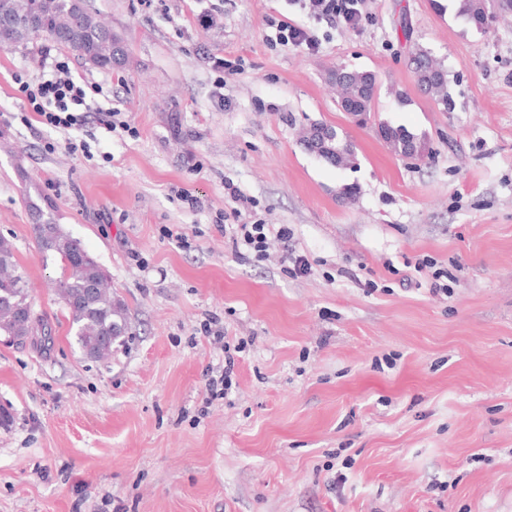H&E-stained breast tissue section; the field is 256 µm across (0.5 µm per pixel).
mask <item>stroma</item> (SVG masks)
<instances>
[{"label": "stroma", "mask_w": 512, "mask_h": 512, "mask_svg": "<svg viewBox=\"0 0 512 512\" xmlns=\"http://www.w3.org/2000/svg\"><path fill=\"white\" fill-rule=\"evenodd\" d=\"M447 2L364 0L352 29L285 0H85L129 48L109 72L71 63L112 132L45 126L19 92L63 47L0 48V236L52 326L47 346L0 336V512H512V13L481 30ZM282 14L318 49L269 44ZM414 44L453 111L419 91ZM340 66L376 79L366 122L337 102ZM316 123L357 167L306 149ZM384 123L427 155L395 154ZM228 182L244 222L292 229L308 274L276 240L235 252ZM47 201L128 308L108 358L83 356L52 289L30 208ZM241 342L232 393L206 402Z\"/></svg>", "instance_id": "obj_1"}]
</instances>
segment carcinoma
<instances>
[{
  "instance_id": "carcinoma-1",
  "label": "carcinoma",
  "mask_w": 512,
  "mask_h": 512,
  "mask_svg": "<svg viewBox=\"0 0 512 512\" xmlns=\"http://www.w3.org/2000/svg\"><path fill=\"white\" fill-rule=\"evenodd\" d=\"M73 0H0V16L22 18L36 8L44 19V27L23 39L17 30L8 25L0 26V47L26 45L29 41L45 37L56 41L60 32L81 33L73 40L70 49L76 51L84 62L94 61L93 68L112 69V56L119 52L129 57L128 47L112 30L88 10H83L79 28H74ZM458 14L477 27L483 26L487 13L495 8L503 13L512 12V0H457ZM408 67L415 74L418 89L434 99L445 111L453 108L448 92V71L438 64L430 52L416 48L409 54ZM349 81L347 102L356 111L370 115L376 97L375 77L367 72L344 71ZM383 139L393 151L406 156L411 152H424L425 143L402 127L389 124L380 126ZM331 139L325 142L326 153L338 151L347 161L355 158L354 146L348 143L335 128H330ZM39 220L33 233L39 252L66 266L63 278L53 283L57 298L68 310L71 328L79 349L88 357L105 359L112 354V347L128 329V312L125 304L113 297L108 275L97 260L89 254L82 241L65 233L56 224L52 206L36 208ZM0 335L21 341L33 336L49 340L42 315L34 312L30 301L29 284L21 271L13 243L0 237Z\"/></svg>"
}]
</instances>
